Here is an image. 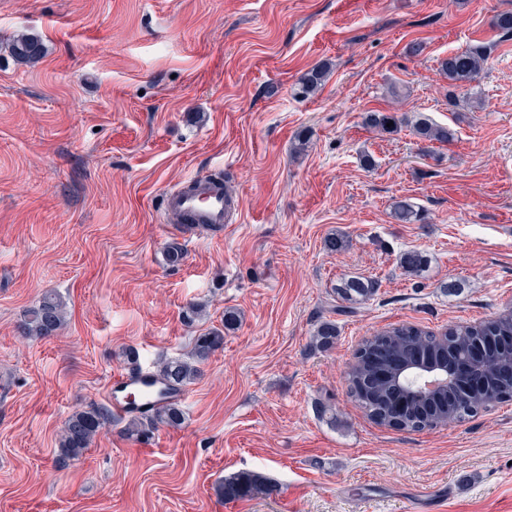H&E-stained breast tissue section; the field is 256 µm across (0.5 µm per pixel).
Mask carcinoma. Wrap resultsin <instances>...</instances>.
<instances>
[{"mask_svg":"<svg viewBox=\"0 0 512 512\" xmlns=\"http://www.w3.org/2000/svg\"><path fill=\"white\" fill-rule=\"evenodd\" d=\"M492 27L503 37H512V11L495 15ZM489 46L477 42L457 51L441 62V70L448 78V106L456 108L460 99L457 90L475 82L484 70L488 59ZM12 58L21 64H35L44 56L42 42L34 37L20 35L10 45ZM327 71L324 67L312 69L300 86V93H315L324 82ZM366 126L380 132L394 133L401 127V120L393 113L368 112L364 117ZM413 133L421 140L447 143L454 139V132L434 123L430 118L419 115L412 122ZM392 217L403 224L422 223L424 216L405 201L392 206ZM428 260L418 251H407L400 257L401 267L408 273H417L426 267ZM376 293L372 280L350 278L336 287V294L342 300L354 304L371 299ZM67 308L62 299L46 294L38 305L28 310L19 330L28 338H45L56 334L64 326ZM237 323L233 310L224 311V329L211 328L194 337L190 352L185 357L164 358L150 369L152 383L159 387L160 401L152 414L127 419L125 435L140 443L148 442L161 426L179 427L184 415L177 401L166 395L184 392L203 373L202 367L209 358L224 346V330ZM512 337V314L500 315L488 322L457 325L448 336L413 325H399L366 339L362 343V354L347 372L348 390L370 415L381 419L393 418L394 394L392 389L373 379L377 371L390 368L389 359H407L415 354L428 363H440L464 354L467 348L477 342L497 341ZM336 338V324L321 323L315 333L317 346L328 348ZM512 400V384L498 379L491 381L479 395L461 393L453 398L445 396L430 403H413L395 427L407 431H422L426 426L419 424V414L424 413L437 424L461 422L473 416L489 402L499 403ZM112 424V413L103 406L90 404L74 412L68 419L59 437L60 459H77L90 447L97 434ZM269 486L264 476L254 472H241L224 479L218 492L225 500H239L264 494Z\"/></svg>","mask_w":512,"mask_h":512,"instance_id":"1","label":"carcinoma"}]
</instances>
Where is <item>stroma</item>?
Here are the masks:
<instances>
[{
  "label": "stroma",
  "instance_id": "stroma-1",
  "mask_svg": "<svg viewBox=\"0 0 512 512\" xmlns=\"http://www.w3.org/2000/svg\"><path fill=\"white\" fill-rule=\"evenodd\" d=\"M512 0H0V512H512V401L422 432L374 422L346 374L366 336L436 333L512 305ZM40 39L36 64L9 45ZM491 46L481 108L448 107L441 62ZM425 46L408 52L411 43ZM330 73L301 97L302 78ZM399 85L401 98L387 89ZM401 119L395 133L363 124ZM453 129L412 132L417 115ZM306 132L304 152L293 147ZM242 201L179 233L164 192L191 176ZM426 223L400 224L394 201ZM344 235L331 251L328 237ZM185 260L170 267V244ZM430 260L420 276L400 256ZM376 282L349 309L344 279ZM48 292L67 321L21 336ZM204 305L195 328L187 305ZM240 320L181 401L184 423L135 444L113 420L60 461L77 409L105 403L132 348L148 369L195 332ZM336 324L318 348L321 322ZM267 493L226 502L225 477ZM413 133L423 141L448 143L454 139V132L448 128L434 123L424 115H418L412 122ZM269 489L264 476L254 472H241L229 478L219 486L218 492L224 500H239L265 494Z\"/></svg>",
  "mask_w": 512,
  "mask_h": 512
}]
</instances>
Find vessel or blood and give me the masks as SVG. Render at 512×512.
<instances>
[{
	"label": "vessel or blood",
	"mask_w": 512,
	"mask_h": 512,
	"mask_svg": "<svg viewBox=\"0 0 512 512\" xmlns=\"http://www.w3.org/2000/svg\"><path fill=\"white\" fill-rule=\"evenodd\" d=\"M165 208L169 214L179 215L182 223L209 228L228 223L237 203L228 201L226 195L213 187L210 179L195 177L169 189L164 194ZM142 378L115 376L110 387L113 413L120 418L146 410L153 405L151 396L139 400L129 397L131 391L142 388Z\"/></svg>",
	"instance_id": "b4317fda"
}]
</instances>
